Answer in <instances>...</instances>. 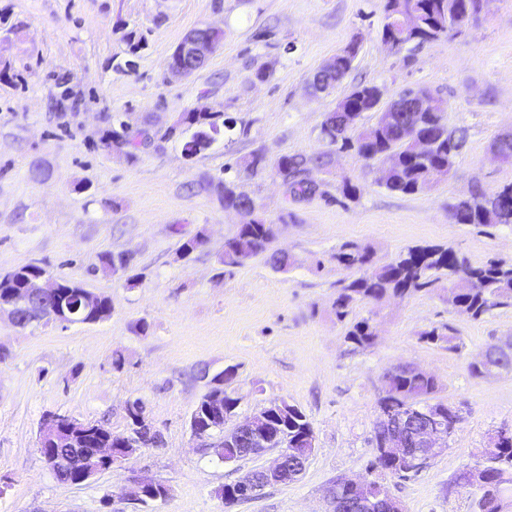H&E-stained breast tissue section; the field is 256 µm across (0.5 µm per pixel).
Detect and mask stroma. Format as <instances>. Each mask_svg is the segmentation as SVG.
I'll list each match as a JSON object with an SVG mask.
<instances>
[{
  "label": "stroma",
  "instance_id": "obj_1",
  "mask_svg": "<svg viewBox=\"0 0 512 512\" xmlns=\"http://www.w3.org/2000/svg\"><path fill=\"white\" fill-rule=\"evenodd\" d=\"M383 4L0 0V273L35 263L113 306L96 323L19 328L0 318V512H328L326 488L367 473L383 376L399 365L432 374L434 401L458 408L463 421L427 467L389 480V489L404 512H470L455 479L490 433L512 431V373L475 377L469 365L488 343L512 336V308L476 320L449 308L439 289L361 304L353 316L370 319L377 339L356 349L332 310L336 282L348 275L332 255L356 242L382 262L437 245L473 266L512 264V227L485 234L448 214L474 188L512 183V162L492 152L512 131V0H490L462 35L399 53L382 40ZM200 25L222 29L223 41L192 77L171 78V53ZM351 43L352 79L378 85L383 101L409 87L447 100L449 127L467 131L448 181L392 193L380 164L351 149L311 167L306 192L291 193L277 175L283 154L329 150L320 125L336 98L312 97L307 80ZM265 64L272 70L261 81ZM191 110L222 112L232 128L190 160L171 129ZM116 119L152 138L136 160L102 141ZM255 151L265 166L254 172L243 160ZM225 177L277 225L269 248L288 255L286 270L261 256L233 269L220 264L225 241L245 221L224 206L217 183ZM346 179L357 200L342 196ZM200 230L206 244L181 256L184 238ZM105 251L132 254L128 274L102 273ZM441 323L453 327L459 351L421 340ZM230 366L236 374L224 388L238 400L236 421L283 399L308 416L316 440L297 482L235 504L220 488L273 454L227 464L189 427L212 375ZM204 367L210 378H200ZM135 399L163 446L83 484L58 481L39 451L43 417L101 421L123 434ZM137 479L166 485V498L130 501Z\"/></svg>",
  "mask_w": 512,
  "mask_h": 512
}]
</instances>
